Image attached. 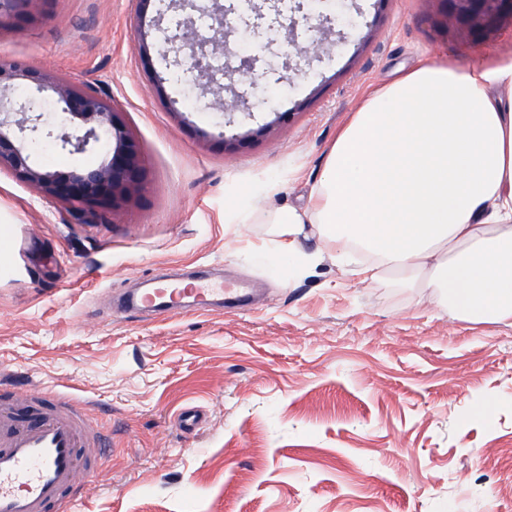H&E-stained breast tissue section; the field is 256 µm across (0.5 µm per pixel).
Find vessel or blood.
Masks as SVG:
<instances>
[{"instance_id":"obj_1","label":"vessel or blood","mask_w":512,"mask_h":512,"mask_svg":"<svg viewBox=\"0 0 512 512\" xmlns=\"http://www.w3.org/2000/svg\"><path fill=\"white\" fill-rule=\"evenodd\" d=\"M214 294L210 288L185 284L124 295V308L157 307L181 313L186 299L205 310ZM92 419L74 398L42 389L18 398L14 409L0 410V512H80L75 473H98L104 450L90 440Z\"/></svg>"}]
</instances>
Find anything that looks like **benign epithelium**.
Here are the masks:
<instances>
[{
  "label": "benign epithelium",
  "instance_id": "1",
  "mask_svg": "<svg viewBox=\"0 0 512 512\" xmlns=\"http://www.w3.org/2000/svg\"><path fill=\"white\" fill-rule=\"evenodd\" d=\"M295 16L285 32L274 42L280 46L285 70L296 77L305 75L301 67L320 57L325 35L335 22L349 20L341 4L344 0H294ZM448 13L472 36L484 35L503 19L512 20V0H445ZM183 18L175 28H159L164 43L174 54V66L183 74H192L209 52L212 37L200 30L194 19L198 0H182ZM212 29L222 35L225 60L239 59V65L224 66L214 82L232 85L247 80L256 85L261 78L254 60L240 55L239 35L231 25L227 10H212ZM52 91L64 113L88 128L79 134H54L45 116L48 100L44 92ZM40 140L60 143L73 153H83L91 144L110 146L105 160L96 166L75 169L67 174L43 171L34 167L31 144ZM7 169L16 179L31 184L44 196L69 207L81 218L101 219L109 207L127 202L144 188L145 167L136 141L112 104V97L99 89L65 79L58 74L25 66L0 56V169Z\"/></svg>",
  "mask_w": 512,
  "mask_h": 512
}]
</instances>
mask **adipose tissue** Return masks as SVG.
<instances>
[{
	"mask_svg": "<svg viewBox=\"0 0 512 512\" xmlns=\"http://www.w3.org/2000/svg\"><path fill=\"white\" fill-rule=\"evenodd\" d=\"M277 251L314 225L362 273L437 289L451 320L512 323V56L428 63L378 89L331 146L310 208L264 212Z\"/></svg>",
	"mask_w": 512,
	"mask_h": 512,
	"instance_id": "ef3b65f1",
	"label": "adipose tissue"
}]
</instances>
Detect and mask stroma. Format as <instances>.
<instances>
[{
	"instance_id": "1",
	"label": "stroma",
	"mask_w": 512,
	"mask_h": 512,
	"mask_svg": "<svg viewBox=\"0 0 512 512\" xmlns=\"http://www.w3.org/2000/svg\"><path fill=\"white\" fill-rule=\"evenodd\" d=\"M347 43L282 82L268 20L240 52L249 82L213 95L176 80L155 22L174 0H28L0 15V55L105 90L142 149L147 184L104 222H83L0 171V399L57 391L85 401L107 438L78 472L82 512H512V324L450 320L438 293L361 282L332 245L292 266L270 225L231 223L262 201L308 207L326 153L373 89L424 62L512 52V23L478 42L444 0H357ZM241 142L224 145L227 119ZM46 141L44 170L93 166ZM199 271L247 283L238 311L140 314L118 297ZM198 415L194 429L181 422Z\"/></svg>"
}]
</instances>
